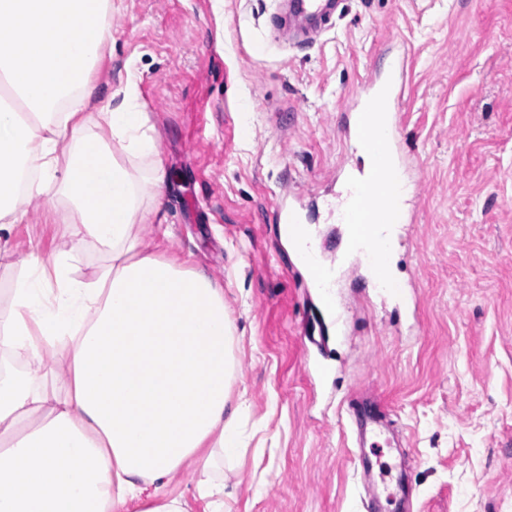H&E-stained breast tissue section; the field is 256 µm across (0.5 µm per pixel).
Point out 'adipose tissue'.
<instances>
[{"mask_svg":"<svg viewBox=\"0 0 512 512\" xmlns=\"http://www.w3.org/2000/svg\"><path fill=\"white\" fill-rule=\"evenodd\" d=\"M112 0H0V233L30 202L64 204L78 239L35 259L0 311V512H185L147 485L198 469L223 512L218 460L242 446L230 410L234 325L204 272L146 251L137 225L159 212L167 173L135 83L100 103L91 77ZM34 179L20 184L19 168ZM94 244L90 280L71 274ZM70 382L48 391L44 355Z\"/></svg>","mask_w":512,"mask_h":512,"instance_id":"adipose-tissue-1","label":"adipose tissue"}]
</instances>
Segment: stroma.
Segmentation results:
<instances>
[{
  "instance_id": "stroma-1",
  "label": "stroma",
  "mask_w": 512,
  "mask_h": 512,
  "mask_svg": "<svg viewBox=\"0 0 512 512\" xmlns=\"http://www.w3.org/2000/svg\"><path fill=\"white\" fill-rule=\"evenodd\" d=\"M287 5L115 0L92 74L106 95L134 79L158 134L169 180L140 238L224 289L245 440L220 465L224 512H395L401 480L412 512H512V0H341L313 39L289 36ZM394 71L414 221L393 267L420 305L408 313L345 268L340 336L274 204L299 196L317 248L339 257L336 172L363 166L350 95ZM66 217L29 204L0 304L31 256L67 241ZM371 398L401 447H357L348 405ZM364 455L389 467L375 499Z\"/></svg>"
}]
</instances>
